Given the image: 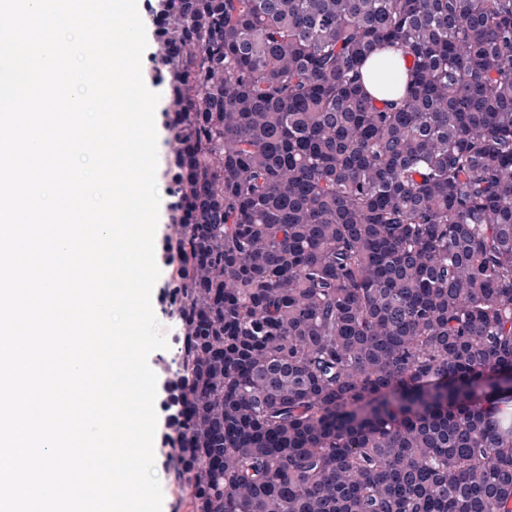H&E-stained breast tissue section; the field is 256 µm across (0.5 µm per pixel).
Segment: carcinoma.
<instances>
[{
  "mask_svg": "<svg viewBox=\"0 0 512 512\" xmlns=\"http://www.w3.org/2000/svg\"><path fill=\"white\" fill-rule=\"evenodd\" d=\"M149 14L188 512H512V0Z\"/></svg>",
  "mask_w": 512,
  "mask_h": 512,
  "instance_id": "cac0c4a2",
  "label": "carcinoma"
}]
</instances>
